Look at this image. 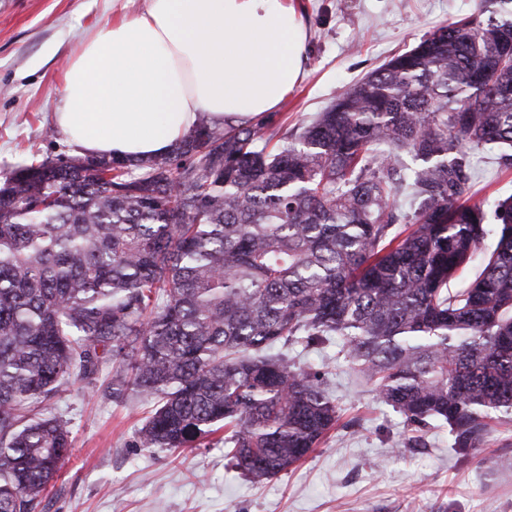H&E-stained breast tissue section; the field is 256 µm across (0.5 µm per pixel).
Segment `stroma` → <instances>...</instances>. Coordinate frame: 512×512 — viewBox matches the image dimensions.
<instances>
[{
	"mask_svg": "<svg viewBox=\"0 0 512 512\" xmlns=\"http://www.w3.org/2000/svg\"><path fill=\"white\" fill-rule=\"evenodd\" d=\"M306 50L300 82L277 120H310L347 88L480 0H293ZM112 18V0H0V169L73 155L56 127L67 55ZM474 203L512 195V168L476 160ZM287 350L324 367L341 419L302 463L255 483L235 471L216 433L196 448H140L148 406L114 403L70 381L52 405L72 422V448L37 512H512V414L491 422L478 456L459 461L434 426L407 447L403 417L337 356ZM494 457L495 469L483 458Z\"/></svg>",
	"mask_w": 512,
	"mask_h": 512,
	"instance_id": "35a3bbf8",
	"label": "stroma"
}]
</instances>
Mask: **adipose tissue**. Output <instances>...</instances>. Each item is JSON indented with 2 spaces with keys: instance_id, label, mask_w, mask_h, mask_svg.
<instances>
[{
  "instance_id": "adipose-tissue-1",
  "label": "adipose tissue",
  "mask_w": 512,
  "mask_h": 512,
  "mask_svg": "<svg viewBox=\"0 0 512 512\" xmlns=\"http://www.w3.org/2000/svg\"><path fill=\"white\" fill-rule=\"evenodd\" d=\"M305 40L287 0H148L115 11L67 58L56 124L83 155H165L199 116L276 111L299 80Z\"/></svg>"
}]
</instances>
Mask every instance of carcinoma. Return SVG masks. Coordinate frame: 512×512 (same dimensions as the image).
Returning <instances> with one entry per match:
<instances>
[{"instance_id":"carcinoma-1","label":"carcinoma","mask_w":512,"mask_h":512,"mask_svg":"<svg viewBox=\"0 0 512 512\" xmlns=\"http://www.w3.org/2000/svg\"><path fill=\"white\" fill-rule=\"evenodd\" d=\"M511 2L482 0L291 130L203 119L165 157L0 171V512H36L68 456L48 406L73 379L152 400L140 448L229 425L244 477L288 471L340 409L280 343L340 338L411 430L481 448L512 413V195L470 204L471 155L512 167Z\"/></svg>"}]
</instances>
